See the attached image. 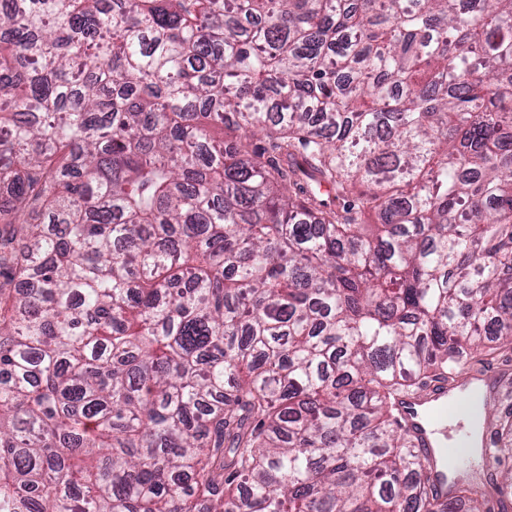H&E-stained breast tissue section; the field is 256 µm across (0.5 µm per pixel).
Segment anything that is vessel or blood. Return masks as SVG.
Instances as JSON below:
<instances>
[{
    "label": "vessel or blood",
    "mask_w": 512,
    "mask_h": 512,
    "mask_svg": "<svg viewBox=\"0 0 512 512\" xmlns=\"http://www.w3.org/2000/svg\"><path fill=\"white\" fill-rule=\"evenodd\" d=\"M506 376L490 368L475 375L463 373L454 383L435 381L420 393L402 397L398 402L401 422L415 438L419 450L435 461L430 480L439 497L448 495V470L465 458L458 437L464 428L461 420V396H484L492 388H505Z\"/></svg>",
    "instance_id": "vessel-or-blood-1"
}]
</instances>
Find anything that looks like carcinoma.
<instances>
[{
    "mask_svg": "<svg viewBox=\"0 0 512 512\" xmlns=\"http://www.w3.org/2000/svg\"><path fill=\"white\" fill-rule=\"evenodd\" d=\"M511 352L512 0H0V512H508ZM508 382L500 369L490 368L477 376L474 373L460 374L449 386L448 382L434 381L420 393L399 400L402 425L415 438L419 450L439 464L431 470L430 480L440 498H448V469L467 457L462 451L465 446L459 439L464 425L460 419L463 406L459 404L458 393L466 392L468 401L476 395L482 398L496 386L500 395ZM457 449L460 452L456 454Z\"/></svg>",
    "mask_w": 512,
    "mask_h": 512,
    "instance_id": "cac0c4a2",
    "label": "carcinoma"
}]
</instances>
